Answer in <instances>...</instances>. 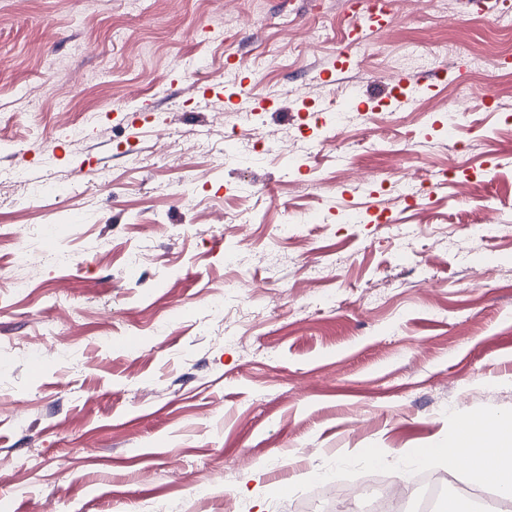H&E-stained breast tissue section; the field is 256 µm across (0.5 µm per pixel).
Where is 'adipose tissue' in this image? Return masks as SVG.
I'll return each instance as SVG.
<instances>
[{
  "mask_svg": "<svg viewBox=\"0 0 512 512\" xmlns=\"http://www.w3.org/2000/svg\"><path fill=\"white\" fill-rule=\"evenodd\" d=\"M445 457L449 473L465 467L472 481L492 477L502 499L512 501V418L498 417L489 425L473 418L456 422L448 441L435 448H418L415 463L423 465Z\"/></svg>",
  "mask_w": 512,
  "mask_h": 512,
  "instance_id": "obj_1",
  "label": "adipose tissue"
}]
</instances>
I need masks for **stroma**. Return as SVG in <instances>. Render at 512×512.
Listing matches in <instances>:
<instances>
[{
  "mask_svg": "<svg viewBox=\"0 0 512 512\" xmlns=\"http://www.w3.org/2000/svg\"><path fill=\"white\" fill-rule=\"evenodd\" d=\"M488 7L394 0L355 46L346 0H0V507L316 512L312 475L353 489L375 457L398 482L455 418L512 416V30ZM410 43L431 61L401 104ZM244 84L271 149L228 161ZM350 86L363 112L296 147ZM399 173L431 197L374 190ZM284 205L316 223L276 239Z\"/></svg>",
  "mask_w": 512,
  "mask_h": 512,
  "instance_id": "35a3bbf8",
  "label": "stroma"
}]
</instances>
